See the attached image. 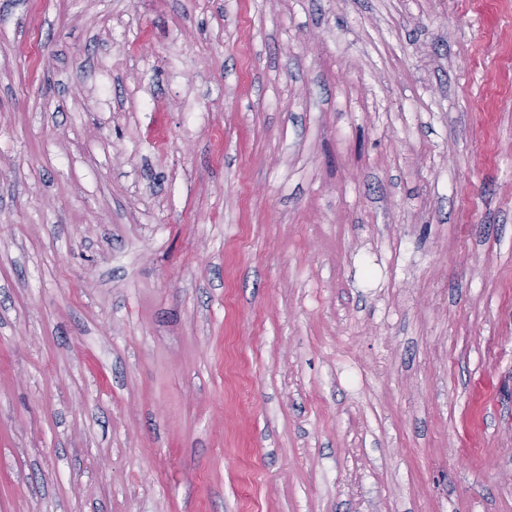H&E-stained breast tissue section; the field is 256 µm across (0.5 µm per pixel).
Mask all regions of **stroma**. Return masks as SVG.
Here are the masks:
<instances>
[{"label": "stroma", "instance_id": "35a3bbf8", "mask_svg": "<svg viewBox=\"0 0 512 512\" xmlns=\"http://www.w3.org/2000/svg\"><path fill=\"white\" fill-rule=\"evenodd\" d=\"M0 512H512V0H0Z\"/></svg>", "mask_w": 512, "mask_h": 512}]
</instances>
